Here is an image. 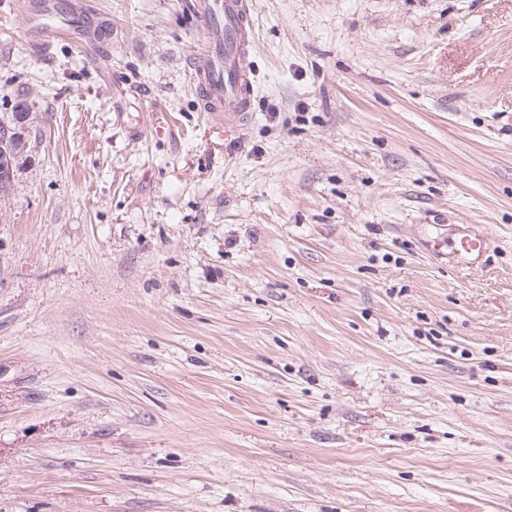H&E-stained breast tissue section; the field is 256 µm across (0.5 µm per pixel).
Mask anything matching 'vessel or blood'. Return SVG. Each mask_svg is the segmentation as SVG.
<instances>
[{
    "mask_svg": "<svg viewBox=\"0 0 512 512\" xmlns=\"http://www.w3.org/2000/svg\"><path fill=\"white\" fill-rule=\"evenodd\" d=\"M211 32L209 48L192 63L196 91L203 109L223 116L225 124L241 127L251 116L256 94L254 75L247 63L255 33L251 0H188ZM29 19L51 42L83 27L85 17L70 0H40ZM485 232L467 231L453 239L452 254L458 266L471 267L486 253Z\"/></svg>",
    "mask_w": 512,
    "mask_h": 512,
    "instance_id": "vessel-or-blood-1",
    "label": "vessel or blood"
}]
</instances>
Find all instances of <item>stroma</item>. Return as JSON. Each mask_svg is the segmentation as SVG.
Masks as SVG:
<instances>
[{"mask_svg": "<svg viewBox=\"0 0 512 512\" xmlns=\"http://www.w3.org/2000/svg\"><path fill=\"white\" fill-rule=\"evenodd\" d=\"M86 2L0 0V512H512V0H253L241 128L183 0ZM71 4H74V2L40 0V3L35 7L36 11L31 10V5H28L29 20L40 27L46 42H52L63 35L72 33L77 28H83L87 17ZM55 18L64 19L65 26H55L49 23ZM451 239L450 247L452 251L448 255H453L456 258L457 266L468 269L484 257L489 244L488 235L483 231H467L462 233L460 237Z\"/></svg>", "mask_w": 512, "mask_h": 512, "instance_id": "35a3bbf8", "label": "stroma"}]
</instances>
